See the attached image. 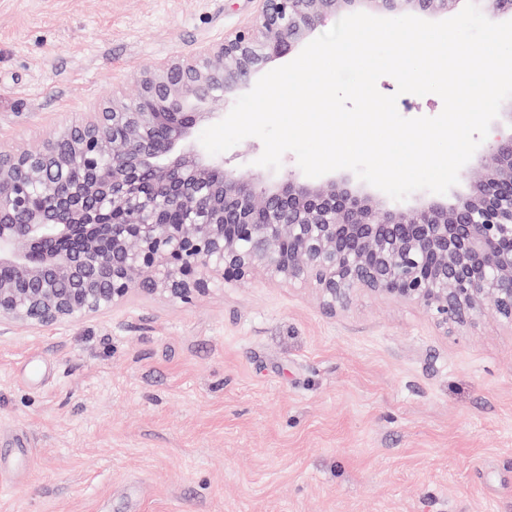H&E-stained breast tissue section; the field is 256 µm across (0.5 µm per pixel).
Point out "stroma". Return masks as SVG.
I'll list each match as a JSON object with an SVG mask.
<instances>
[{
	"mask_svg": "<svg viewBox=\"0 0 512 512\" xmlns=\"http://www.w3.org/2000/svg\"><path fill=\"white\" fill-rule=\"evenodd\" d=\"M261 0H0V143L137 96ZM396 95L433 117L435 94ZM259 138L223 157L244 176ZM0 512H512V322L256 274L185 304L0 326Z\"/></svg>",
	"mask_w": 512,
	"mask_h": 512,
	"instance_id": "1",
	"label": "stroma"
}]
</instances>
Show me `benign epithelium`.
<instances>
[{"mask_svg":"<svg viewBox=\"0 0 512 512\" xmlns=\"http://www.w3.org/2000/svg\"><path fill=\"white\" fill-rule=\"evenodd\" d=\"M224 42L137 80L38 150L0 146V322L86 319L135 290L189 303L256 273L312 281L326 306L365 289L422 307L448 327L512 322V111L466 187L399 206L331 178L255 183L203 152L198 125L330 14L449 13L465 0H262ZM491 21L512 0L481 8ZM192 98L203 105L186 112ZM82 181L60 183L74 164Z\"/></svg>","mask_w":512,"mask_h":512,"instance_id":"7a95c632","label":"benign epithelium"}]
</instances>
